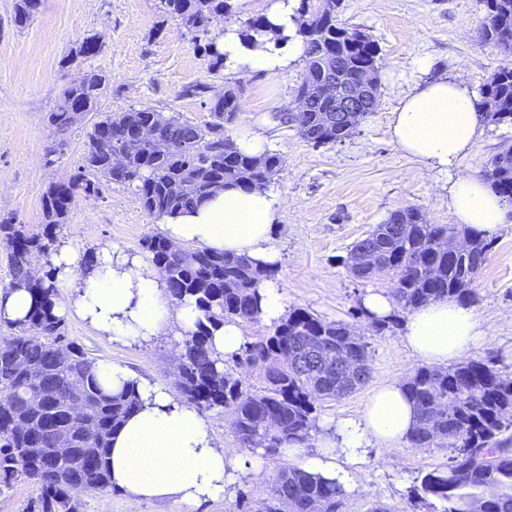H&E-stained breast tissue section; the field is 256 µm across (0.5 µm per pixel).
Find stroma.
Segmentation results:
<instances>
[{
    "label": "stroma",
    "mask_w": 512,
    "mask_h": 512,
    "mask_svg": "<svg viewBox=\"0 0 512 512\" xmlns=\"http://www.w3.org/2000/svg\"><path fill=\"white\" fill-rule=\"evenodd\" d=\"M18 0H0V220L42 229L41 199L49 184L77 169L91 129L76 126L54 166L44 155L54 136L46 114L63 86L95 70L110 80L97 113L149 107L202 123L208 113L185 86L209 84L213 92L238 87L239 119L230 135L249 130L262 136L268 152L284 164L268 180L285 200L272 239L280 253L275 281L289 308H304L328 321H344L371 346V377L355 393L319 403L317 417L328 422L360 414L373 393L419 368L400 333L375 335L355 312L368 292H387L388 281L358 282L340 264L341 256L390 213L404 206L421 209L432 224H451L450 178L426 170L393 142L389 124L403 97L429 81L459 78L481 91L504 59L496 46L482 43L483 14L478 0H343L339 20L365 32L380 49L377 107L355 133L320 148L305 142L297 128L275 121L288 111L305 77L304 62L278 75L239 78L213 71L200 47L217 36L226 21L246 25L263 14L270 0H251L242 10L233 0L228 17L213 19L207 31H194L166 14L161 0H40L32 20L15 22ZM99 37V53L67 62L72 47ZM512 142V125L483 123L461 161V171L480 175L500 144ZM97 195H78L66 219L77 225L83 249L104 245L143 255L142 242L159 234L138 198L123 186L100 182ZM495 244L476 282L473 309L483 330L470 351L473 359L494 362L512 376V224L491 234ZM67 334L89 355L130 368L140 377L173 388L174 361L182 339L163 333L136 346L113 344L80 318L67 321ZM449 448L416 449L408 443L371 449L354 472L346 512H369L377 503L393 512H426L413 487L427 472L448 462ZM286 458L268 457L261 472L245 469L224 499L202 504L199 512H260ZM79 512H178L171 502L130 503L121 492H82Z\"/></svg>",
    "instance_id": "1"
}]
</instances>
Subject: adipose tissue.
<instances>
[{"label": "adipose tissue", "mask_w": 512, "mask_h": 512, "mask_svg": "<svg viewBox=\"0 0 512 512\" xmlns=\"http://www.w3.org/2000/svg\"><path fill=\"white\" fill-rule=\"evenodd\" d=\"M298 6L299 0H274L266 28L251 40L238 25L226 24L218 40L225 70L242 77L276 75L302 59ZM479 127L474 92L464 81L446 79L406 95L390 125L396 145L426 170L452 174L448 207L457 223L487 235L512 223V206L482 179L457 169ZM282 204L273 189L232 186L165 219L162 228L172 243L192 242L202 249L242 255L257 267L271 269L279 261L271 232ZM75 240V231H64L51 257L56 287L72 298L58 307V315L77 316L122 346L147 342L166 330L181 335L194 330L200 316L194 302H172L153 263L104 247L89 259L76 249ZM481 336L473 309L447 299L413 311L402 340L416 360L444 364L463 358ZM98 373L113 391L134 385L141 401L112 438L115 489L135 504L171 501L179 512H196L202 503L222 499L240 462L230 449L215 446L204 416L123 366L102 361ZM415 424L414 405L403 383L394 380L372 395L360 416L321 424L312 450L291 444L283 454L309 473L346 487L352 466L362 461L367 448L396 446Z\"/></svg>", "instance_id": "obj_1"}]
</instances>
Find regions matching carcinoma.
<instances>
[{
	"label": "carcinoma",
	"mask_w": 512,
	"mask_h": 512,
	"mask_svg": "<svg viewBox=\"0 0 512 512\" xmlns=\"http://www.w3.org/2000/svg\"><path fill=\"white\" fill-rule=\"evenodd\" d=\"M484 17L481 41L512 54V0H479ZM165 12L184 22L206 26L229 10L227 0H161ZM341 0H300L298 13H309L312 27L300 29L306 43V75L297 93L304 106L296 128L314 147L340 142L375 110L372 94L359 112L343 122L334 115L337 90L364 70L378 71L379 48L368 35L348 31L339 22ZM102 44L86 37L70 50L71 59L94 55ZM109 79L87 71L67 84L47 124L56 147L45 155L53 165L67 145V136L95 110ZM207 84L192 85L184 95L206 97ZM483 115L491 123H512V59L499 65L484 85ZM208 98V97H206ZM209 120L203 124L164 115L151 108L111 112L92 124L83 163L68 179L52 183L41 201L42 232L25 224L0 221V244L8 250L6 288H27L36 305L26 319L6 323L0 338V492L20 480L37 484L41 496L37 512H78L76 492L107 493L112 489L109 448L124 420L136 412L133 393H112L81 345L66 336V321L55 312L54 288L45 284L35 262L51 265L57 242L55 229L65 222L76 193H97L101 176L110 183L134 189L149 216L162 220L210 197L226 184L249 188L258 182L261 167L278 169L276 153L246 155L226 135L240 114L239 90L226 86L208 98ZM140 128L154 132L151 139L127 154L125 174L112 178L113 154ZM481 178L512 204V144H501ZM168 239L148 237L143 247L152 254L169 296L194 300L200 312L196 329L185 336L183 369L177 383L186 403L204 412L232 410L230 428L247 450L260 448L279 456L292 442L310 443L316 429V403L348 396L370 378L369 343L343 321H326L297 308L274 325L270 334L244 342L240 351L217 368L210 328L237 321L260 320L257 285L275 276L256 268L242 256L206 249L169 250ZM492 249L487 236L467 226L430 224L419 208L406 206L390 213L382 224L357 241L343 258L351 277L370 282L388 278L393 313L386 319L368 318L374 332L399 325L400 314L432 301L453 299L471 305L477 301L473 285ZM325 349L326 369L298 363V344ZM354 370H342L345 359ZM258 372L261 386L234 377L228 368ZM38 374L34 383L28 372ZM404 385L418 411L419 422L406 437L410 447L450 448L448 465L420 479L421 498L441 503L439 512H512V377L482 361L469 360L446 368L421 367ZM80 420H71V413ZM75 441L72 453L52 452L51 429L63 422ZM345 512L346 494L296 464L279 473L263 512Z\"/></svg>",
	"instance_id": "cac0c4a2"
}]
</instances>
